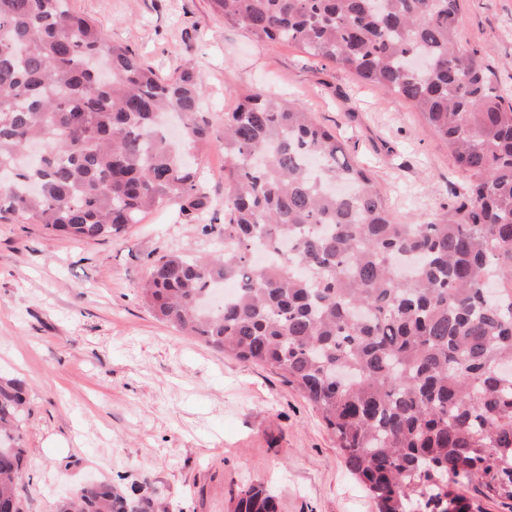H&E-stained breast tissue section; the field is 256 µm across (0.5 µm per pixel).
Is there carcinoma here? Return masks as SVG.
<instances>
[{"label": "carcinoma", "mask_w": 512, "mask_h": 512, "mask_svg": "<svg viewBox=\"0 0 512 512\" xmlns=\"http://www.w3.org/2000/svg\"><path fill=\"white\" fill-rule=\"evenodd\" d=\"M224 23L330 60L408 103L470 180L402 224L335 131L261 91L224 113V252L156 258L154 316L269 366L319 413L377 512H484L512 499V98L457 42L460 0H211ZM191 67L165 78L68 0H0V220L118 235L162 206L211 205L186 156L207 144ZM178 117L181 141L160 116ZM272 257L258 266L254 255ZM229 295L215 310L216 286ZM25 383L0 375V502L24 480ZM261 485L234 512H277ZM58 512H168L144 478L79 487ZM469 494L482 504L486 512H512V500L494 496L476 480L469 484Z\"/></svg>", "instance_id": "cac0c4a2"}]
</instances>
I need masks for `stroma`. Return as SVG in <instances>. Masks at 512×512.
<instances>
[{
	"label": "stroma",
	"mask_w": 512,
	"mask_h": 512,
	"mask_svg": "<svg viewBox=\"0 0 512 512\" xmlns=\"http://www.w3.org/2000/svg\"><path fill=\"white\" fill-rule=\"evenodd\" d=\"M112 44L160 76L192 66L213 125L195 155L214 201L189 223L153 211L117 238L77 242L24 219L0 221V375L23 380L25 512H56L94 478H149L169 512H233L243 484L278 512H376L317 411L267 367L242 362L157 321L139 286L159 255L222 252L224 114L239 94L287 98L338 127L406 224L432 218L467 184L421 114L335 64L225 24L210 0H70ZM458 43L512 92V0H461Z\"/></svg>",
	"instance_id": "stroma-1"
}]
</instances>
